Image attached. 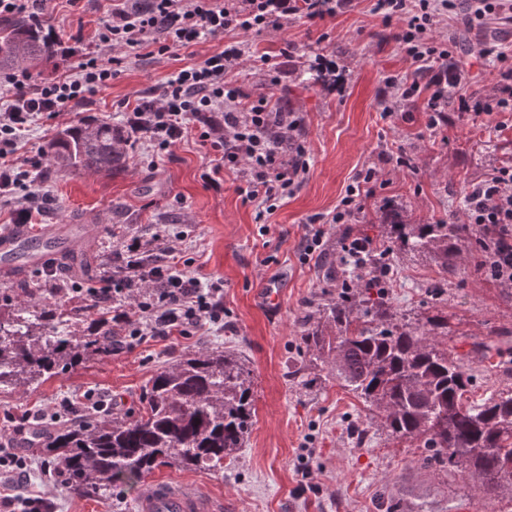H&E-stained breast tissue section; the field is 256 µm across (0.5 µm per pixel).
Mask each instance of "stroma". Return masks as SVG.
I'll return each instance as SVG.
<instances>
[{"label":"stroma","instance_id":"1","mask_svg":"<svg viewBox=\"0 0 512 512\" xmlns=\"http://www.w3.org/2000/svg\"><path fill=\"white\" fill-rule=\"evenodd\" d=\"M372 4L353 0L318 25L297 19L279 31L234 36L246 57L229 80L251 95L267 96L274 106L300 112L304 120L305 180L269 213L258 214L254 204L243 201L232 173H225L218 191L203 180L209 150L195 133L153 160L131 153L126 166L110 175L42 165L38 180L51 202L28 231L87 219L99 226L89 270L74 276L83 290L32 287V280L43 276L39 267L23 272L29 287L0 285V295L32 305L55 301L64 313L88 306L89 288L97 286L123 241L181 224L188 238L175 257L189 273L223 279L224 326L204 322L182 335L90 357L39 386L2 390L0 437L36 414L80 419L90 400L103 402L112 413L134 415L158 371L221 344L240 353L254 374L255 417L244 448L223 472L165 465L149 473V480L200 486L233 503L236 512H386L392 499L404 512L421 501L435 512H512V501L475 493L460 472L420 469L421 441L379 431L378 421L327 371L314 368L308 386L292 376L309 359L300 341L304 326L318 321L322 304L342 280L339 241L346 230L385 245L379 220L387 203L403 209L414 224L459 216L470 185L512 163V112L477 117L452 111L446 124L429 130L419 98L401 102L394 116L384 117V77L409 79L415 68L390 27L372 13ZM101 15L96 0L78 8L59 0L46 24L67 55L33 70L34 80L65 73L88 50V35ZM286 40L294 49L283 56L279 48ZM257 53L271 55L277 85L251 67L249 58ZM321 55L335 61V83L319 81L313 65ZM189 62L184 55L129 59L89 102L43 119L27 150L45 149L58 130L89 116L121 123L125 102L161 87ZM401 153L410 167L396 164ZM370 167L378 170L380 183L364 211L351 225H326L320 252L304 257L300 243L308 218L334 212L357 174ZM389 263L386 295L393 314L414 322L447 316L448 346L474 375L469 400L512 390V288L491 281L467 250L446 274L424 255L393 252ZM264 288L277 292L276 311L261 302ZM23 455L28 467L21 492L47 499L51 512H134L136 488L118 486L106 497L75 494L38 448Z\"/></svg>","mask_w":512,"mask_h":512}]
</instances>
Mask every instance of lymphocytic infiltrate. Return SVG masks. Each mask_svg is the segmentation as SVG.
I'll return each instance as SVG.
<instances>
[{
  "instance_id": "f902f5d3",
  "label": "lymphocytic infiltrate",
  "mask_w": 512,
  "mask_h": 512,
  "mask_svg": "<svg viewBox=\"0 0 512 512\" xmlns=\"http://www.w3.org/2000/svg\"><path fill=\"white\" fill-rule=\"evenodd\" d=\"M351 0H121L108 10L92 36L91 46L76 66L56 79L37 83L24 71L0 73V205L17 199L29 221L46 196L32 174L41 166L40 154L19 156L18 150L33 126L46 116H57L88 102L108 87L120 58L114 49L137 57L170 56L214 43L203 60L173 72L162 90L128 104L127 126L144 151L166 152L191 132L194 123L205 126L201 138L209 146L210 167L205 180L220 187L221 171H240L237 191L249 202L270 205L293 194L308 170L307 149L301 138L300 113L273 107L267 96L251 97L227 82L226 75L243 56L240 45L225 42L228 31L263 33L292 19L313 23L334 17ZM466 5L470 21L485 24L491 18L512 22V0H375L374 9L385 24L395 25L393 38L417 65V76L404 81L384 79L394 101L424 98L426 125L437 128L447 119L449 103L458 111L478 115L512 112V51L482 47V58L492 60L496 81L491 93L457 96L472 76L457 59L456 35L434 37L437 18ZM378 173L367 169L350 186L332 217L315 215L307 222L301 242L304 254L323 244L325 222L347 224L373 192ZM464 221L476 225L484 252L481 267L496 283L512 286V166L495 169L473 183L465 195ZM155 240L131 238L124 247L127 266L103 279L99 295L123 296L114 308L113 335L133 340L185 333L187 327L209 321L224 324V283L200 278L174 264L151 261ZM147 293L134 297L131 281Z\"/></svg>"
}]
</instances>
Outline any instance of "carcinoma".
Wrapping results in <instances>:
<instances>
[{"label": "carcinoma", "instance_id": "cac0c4a2", "mask_svg": "<svg viewBox=\"0 0 512 512\" xmlns=\"http://www.w3.org/2000/svg\"><path fill=\"white\" fill-rule=\"evenodd\" d=\"M64 55L44 25L24 17L0 18V72L36 67ZM122 128L92 119L62 130L46 156L60 171L110 174L123 168ZM383 232L402 253L431 256L443 271L469 238L467 228L442 220L411 224L400 218ZM379 257L365 255L344 270L349 287L326 304L301 340L312 360L369 412L382 430L419 439L427 455L423 469L439 465L477 478L491 498L512 497V391L477 404L464 402L473 375L448 348V319L436 315L423 325L399 320L383 289L376 287ZM90 333L75 327L85 309L58 316L55 303L0 305V390L39 384L64 373L87 354H112V302L92 305ZM254 416V391L246 360L221 346L186 356L148 383L145 403L134 418L61 421L41 448L63 471L77 494L106 496L112 487L132 486L161 465L224 469L244 447Z\"/></svg>", "mask_w": 512, "mask_h": 512}]
</instances>
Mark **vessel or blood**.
<instances>
[{"label":"vessel or blood","mask_w":512,"mask_h":512,"mask_svg":"<svg viewBox=\"0 0 512 512\" xmlns=\"http://www.w3.org/2000/svg\"><path fill=\"white\" fill-rule=\"evenodd\" d=\"M95 242V234L80 225L52 224L36 234L0 232V280L8 281L20 266L45 262L76 247L84 251ZM136 508L138 512H222L197 486L161 482L140 488Z\"/></svg>","instance_id":"1"}]
</instances>
